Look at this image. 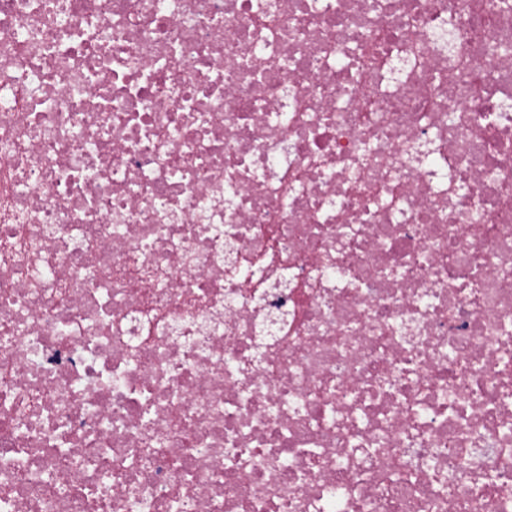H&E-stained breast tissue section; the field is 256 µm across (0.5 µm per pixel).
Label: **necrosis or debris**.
<instances>
[{
  "instance_id": "obj_1",
  "label": "necrosis or debris",
  "mask_w": 512,
  "mask_h": 512,
  "mask_svg": "<svg viewBox=\"0 0 512 512\" xmlns=\"http://www.w3.org/2000/svg\"><path fill=\"white\" fill-rule=\"evenodd\" d=\"M0 0V512H512V12Z\"/></svg>"
}]
</instances>
